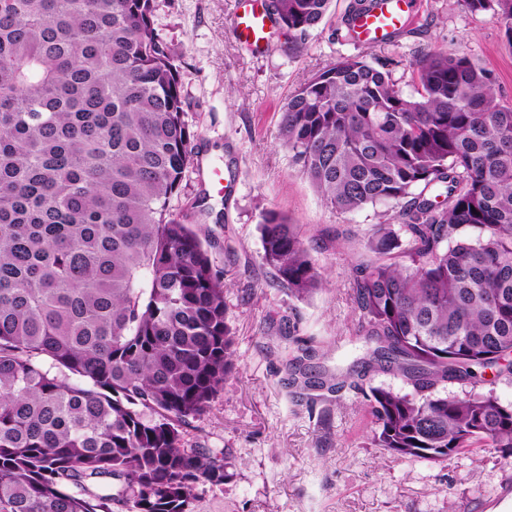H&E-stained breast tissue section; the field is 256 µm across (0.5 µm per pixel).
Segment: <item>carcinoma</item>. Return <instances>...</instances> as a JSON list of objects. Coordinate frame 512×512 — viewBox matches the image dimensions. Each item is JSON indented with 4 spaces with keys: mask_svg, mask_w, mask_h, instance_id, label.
I'll return each mask as SVG.
<instances>
[{
    "mask_svg": "<svg viewBox=\"0 0 512 512\" xmlns=\"http://www.w3.org/2000/svg\"><path fill=\"white\" fill-rule=\"evenodd\" d=\"M330 0H270L295 46ZM490 12L512 44V0ZM154 0H0V512H189L224 457L183 432L231 369L211 242L169 211L194 163L178 71ZM414 93L357 57L288 99L280 139L338 214L388 205L352 287L373 370L372 444L446 461L512 457V406L477 385L512 357V103L462 51L434 50ZM445 196L439 200V196ZM262 260L288 295L325 280L296 225L262 212ZM292 383L322 388L303 361Z\"/></svg>",
    "mask_w": 512,
    "mask_h": 512,
    "instance_id": "cac0c4a2",
    "label": "carcinoma"
}]
</instances>
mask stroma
<instances>
[{"mask_svg":"<svg viewBox=\"0 0 512 512\" xmlns=\"http://www.w3.org/2000/svg\"><path fill=\"white\" fill-rule=\"evenodd\" d=\"M350 3L331 0L301 49H289L287 32L277 28L268 49L255 54L233 36L235 0H155L154 28L178 68L199 161L169 209L211 242L233 332L231 371L210 408L184 430L186 447L223 453L224 482L197 485L190 512H512L495 505L512 483V460L494 449L433 462L373 446L370 390L408 393L402 377L374 372L337 393L289 381L298 344L314 346L317 363L340 378L364 356L353 334L354 268L362 239L387 212L379 205L339 214L323 203L280 142L289 96L354 56L385 67L404 88L417 60L442 49L467 53L512 100V45L492 14L470 13L460 0H417L396 37L363 43L343 24ZM202 195L210 212L193 207ZM269 208L298 225L324 275L325 287L305 300L290 299L262 261L258 224ZM339 225L351 239L333 242ZM293 312L300 324L292 341L283 320Z\"/></svg>","mask_w":512,"mask_h":512,"instance_id":"35a3bbf8","label":"stroma"}]
</instances>
